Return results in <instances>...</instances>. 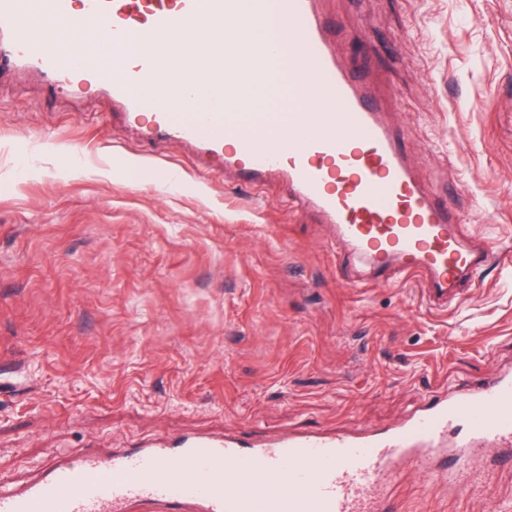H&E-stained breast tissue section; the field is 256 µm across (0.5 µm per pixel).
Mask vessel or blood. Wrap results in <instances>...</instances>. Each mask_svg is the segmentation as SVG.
<instances>
[{
  "label": "vessel or blood",
  "instance_id": "b4317fda",
  "mask_svg": "<svg viewBox=\"0 0 512 512\" xmlns=\"http://www.w3.org/2000/svg\"><path fill=\"white\" fill-rule=\"evenodd\" d=\"M278 22L298 37L273 47L278 77L320 112H225L224 66L215 23ZM63 23L79 51L64 58L37 35L29 14ZM193 28L198 72L173 70L174 102L208 93L212 112H166L143 85L166 55L167 38ZM33 71L67 93L84 80L126 123L190 150L199 165L256 184L277 177L322 217L338 242L366 259L374 282L419 280L439 310L495 258L488 240L466 238L448 203L431 198L399 149L378 88L347 69L317 0H0V69ZM512 465V370L478 388L434 397L382 431L324 436L287 432L263 440L221 435L152 439L127 451L54 457L22 487L0 480V512H396L389 488L404 465L433 483L479 493L477 461L493 450Z\"/></svg>",
  "mask_w": 512,
  "mask_h": 512
}]
</instances>
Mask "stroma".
<instances>
[{
	"label": "stroma",
	"mask_w": 512,
	"mask_h": 512,
	"mask_svg": "<svg viewBox=\"0 0 512 512\" xmlns=\"http://www.w3.org/2000/svg\"><path fill=\"white\" fill-rule=\"evenodd\" d=\"M346 66H370L426 190L461 229L512 237V0H318ZM152 173L130 183L136 167ZM277 181L199 176L193 155L113 119L95 85L0 79V476L51 456L246 427L383 429L512 366V251L447 315L419 285H357L329 225ZM400 512H487L407 466Z\"/></svg>",
	"instance_id": "obj_1"
}]
</instances>
